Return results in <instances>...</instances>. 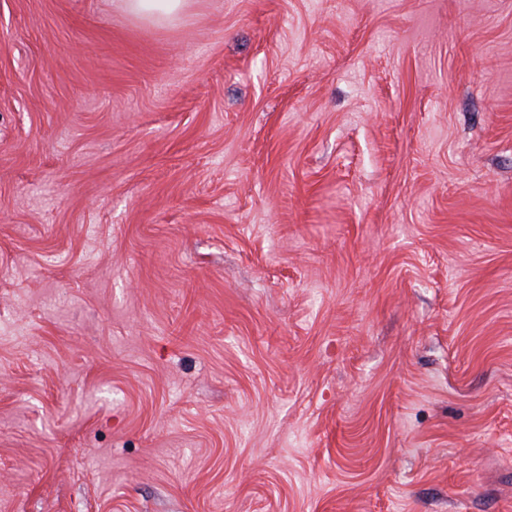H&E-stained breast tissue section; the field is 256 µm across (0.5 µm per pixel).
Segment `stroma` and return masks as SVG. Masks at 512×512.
I'll use <instances>...</instances> for the list:
<instances>
[{"mask_svg": "<svg viewBox=\"0 0 512 512\" xmlns=\"http://www.w3.org/2000/svg\"><path fill=\"white\" fill-rule=\"evenodd\" d=\"M0 512H512V0H0ZM123 11L136 17L175 20L189 0H118Z\"/></svg>", "mask_w": 512, "mask_h": 512, "instance_id": "obj_1", "label": "stroma"}]
</instances>
